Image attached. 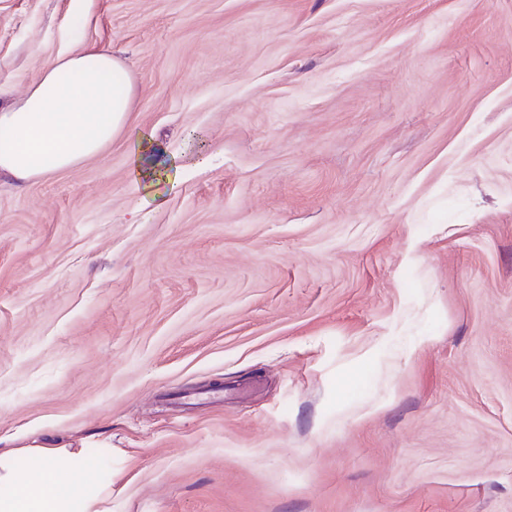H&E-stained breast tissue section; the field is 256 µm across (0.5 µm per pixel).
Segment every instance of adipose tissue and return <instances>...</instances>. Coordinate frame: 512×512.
Instances as JSON below:
<instances>
[{"instance_id": "obj_1", "label": "adipose tissue", "mask_w": 512, "mask_h": 512, "mask_svg": "<svg viewBox=\"0 0 512 512\" xmlns=\"http://www.w3.org/2000/svg\"><path fill=\"white\" fill-rule=\"evenodd\" d=\"M131 76L111 52L70 51L47 60L26 94L0 101V177L17 185L97 156L127 126ZM183 159L163 155L152 136L136 134L129 171L146 196L177 185ZM84 454L70 448L0 450V512H110L111 471L77 482Z\"/></svg>"}]
</instances>
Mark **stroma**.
Instances as JSON below:
<instances>
[{
  "label": "stroma",
  "instance_id": "obj_1",
  "mask_svg": "<svg viewBox=\"0 0 512 512\" xmlns=\"http://www.w3.org/2000/svg\"><path fill=\"white\" fill-rule=\"evenodd\" d=\"M86 48L206 163L0 179V448L112 512H512V0H0V99ZM184 161L163 155L152 135L138 133L129 155V171L133 180L142 185L146 196L155 202L175 189L178 174L187 165Z\"/></svg>",
  "mask_w": 512,
  "mask_h": 512
}]
</instances>
